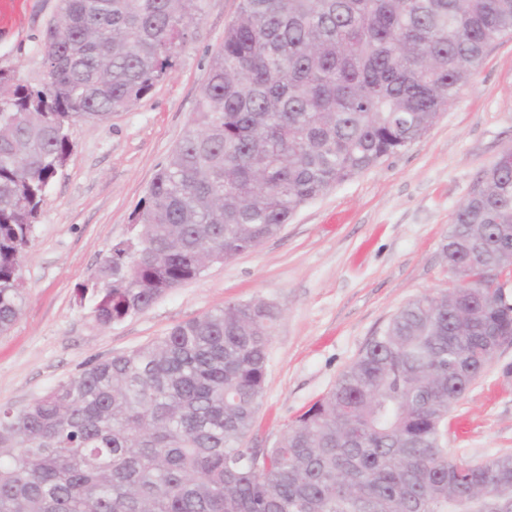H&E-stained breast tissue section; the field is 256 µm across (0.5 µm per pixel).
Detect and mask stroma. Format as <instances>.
Segmentation results:
<instances>
[{
	"instance_id": "obj_1",
	"label": "stroma",
	"mask_w": 512,
	"mask_h": 512,
	"mask_svg": "<svg viewBox=\"0 0 512 512\" xmlns=\"http://www.w3.org/2000/svg\"><path fill=\"white\" fill-rule=\"evenodd\" d=\"M240 0H204L172 68L146 98L72 128L73 151L49 187L23 258L26 303L0 334V404L21 409L87 363L131 352L227 304L261 300L279 312L265 390L247 442L274 447L288 424L335 385L392 315L447 289L439 245L482 172L512 149V35L484 53L429 131L300 208L258 247L210 264L148 309L100 326L77 290L132 215L190 125L209 61ZM60 0H20L0 24V68L38 82L41 42ZM449 455H512V344L503 346L449 411Z\"/></svg>"
}]
</instances>
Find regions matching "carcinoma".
<instances>
[{
	"mask_svg": "<svg viewBox=\"0 0 512 512\" xmlns=\"http://www.w3.org/2000/svg\"><path fill=\"white\" fill-rule=\"evenodd\" d=\"M203 0H61L43 78L0 69V333L70 128L146 97ZM512 0H241L182 141L78 289L110 326L275 236L306 203L423 136ZM451 287L391 318L336 385L250 448L277 320L228 304L90 363L21 410L0 405V512H512V455L448 456L441 429L512 336L485 268L512 272V161L490 167L440 243Z\"/></svg>",
	"mask_w": 512,
	"mask_h": 512,
	"instance_id": "obj_1",
	"label": "carcinoma"
}]
</instances>
